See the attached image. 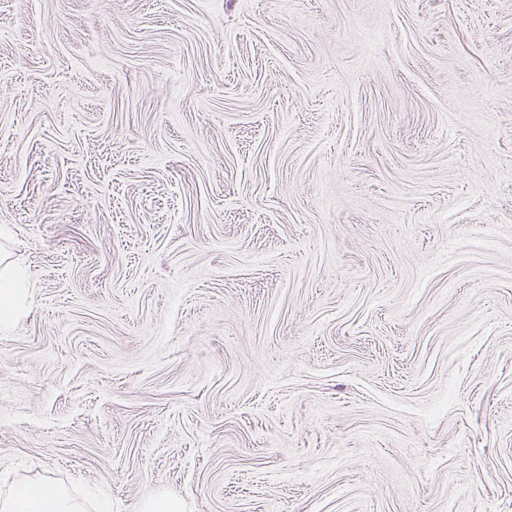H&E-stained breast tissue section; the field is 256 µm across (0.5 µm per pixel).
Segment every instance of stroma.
I'll return each instance as SVG.
<instances>
[{"instance_id":"obj_1","label":"stroma","mask_w":512,"mask_h":512,"mask_svg":"<svg viewBox=\"0 0 512 512\" xmlns=\"http://www.w3.org/2000/svg\"><path fill=\"white\" fill-rule=\"evenodd\" d=\"M0 499L512 512V0H0ZM22 295L19 274L5 272L0 273V323L12 317L17 310Z\"/></svg>"}]
</instances>
